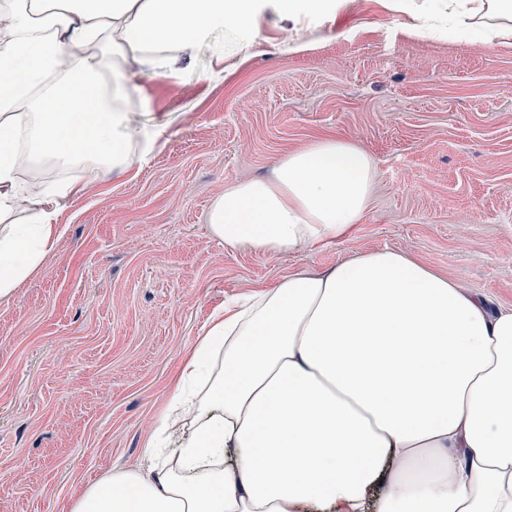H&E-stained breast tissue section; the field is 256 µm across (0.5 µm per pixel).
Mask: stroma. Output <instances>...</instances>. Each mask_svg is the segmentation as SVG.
I'll list each match as a JSON object with an SVG mask.
<instances>
[{
  "label": "stroma",
  "mask_w": 512,
  "mask_h": 512,
  "mask_svg": "<svg viewBox=\"0 0 512 512\" xmlns=\"http://www.w3.org/2000/svg\"><path fill=\"white\" fill-rule=\"evenodd\" d=\"M431 0H336L302 53L266 12L259 44L224 42L235 67L203 81L144 75L136 124L164 126L148 161L60 199L63 234L0 301V512H69L105 474L141 462L176 369L227 297L406 249L512 306V46L407 38ZM336 135L377 167L346 242L270 258L225 248L206 214L226 184L269 176L311 138Z\"/></svg>",
  "instance_id": "35a3bbf8"
}]
</instances>
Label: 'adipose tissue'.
Listing matches in <instances>:
<instances>
[{
	"instance_id": "adipose-tissue-1",
	"label": "adipose tissue",
	"mask_w": 512,
	"mask_h": 512,
	"mask_svg": "<svg viewBox=\"0 0 512 512\" xmlns=\"http://www.w3.org/2000/svg\"><path fill=\"white\" fill-rule=\"evenodd\" d=\"M287 49L336 0H0V300L62 234L58 199L128 170L160 130L135 126L138 70L249 44L267 10ZM448 35L512 44V0H448ZM375 163L318 137L271 177L225 185L208 212L229 249L278 257L348 239ZM70 512H512V307L410 251L369 250L226 298L183 361L142 465Z\"/></svg>"
}]
</instances>
